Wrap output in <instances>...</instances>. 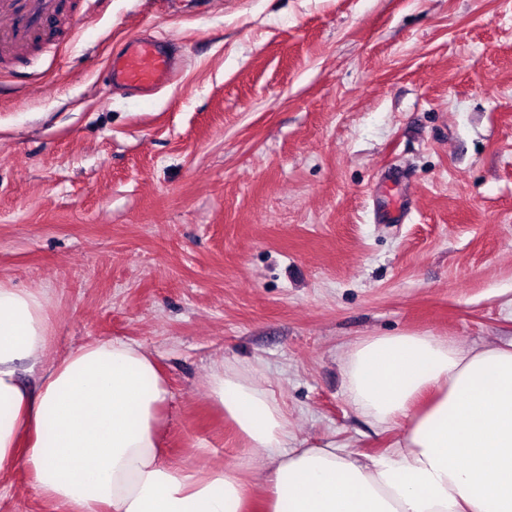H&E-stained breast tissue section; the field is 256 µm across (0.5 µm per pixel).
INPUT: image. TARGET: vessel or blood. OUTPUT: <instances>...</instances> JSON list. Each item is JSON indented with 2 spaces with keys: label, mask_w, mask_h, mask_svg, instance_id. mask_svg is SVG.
<instances>
[{
  "label": "vessel or blood",
  "mask_w": 512,
  "mask_h": 512,
  "mask_svg": "<svg viewBox=\"0 0 512 512\" xmlns=\"http://www.w3.org/2000/svg\"><path fill=\"white\" fill-rule=\"evenodd\" d=\"M63 9L62 0H0V55L16 51L50 28ZM175 69V58L156 39L141 37L112 54L109 75L113 83L142 95L160 89Z\"/></svg>",
  "instance_id": "1"
}]
</instances>
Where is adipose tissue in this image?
<instances>
[{
  "instance_id": "adipose-tissue-1",
  "label": "adipose tissue",
  "mask_w": 512,
  "mask_h": 512,
  "mask_svg": "<svg viewBox=\"0 0 512 512\" xmlns=\"http://www.w3.org/2000/svg\"><path fill=\"white\" fill-rule=\"evenodd\" d=\"M43 295L0 283V470L19 465L68 512H512V341L462 348L369 336L344 396L375 429L371 456L297 441L255 370L219 366L214 403L260 467H174L162 456L167 378L141 344L94 341L48 359Z\"/></svg>"
}]
</instances>
